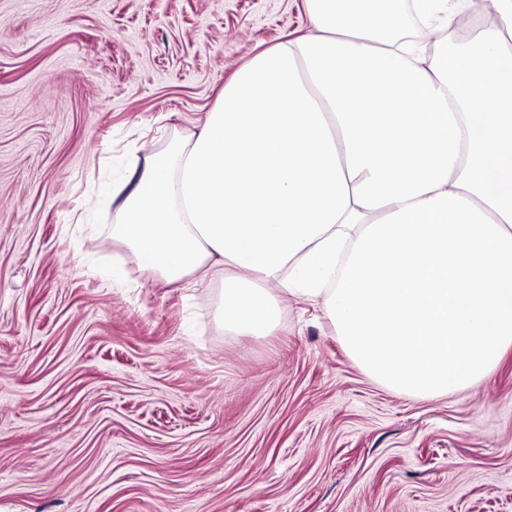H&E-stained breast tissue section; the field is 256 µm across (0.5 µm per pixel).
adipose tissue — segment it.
<instances>
[{
    "instance_id": "obj_1",
    "label": "adipose tissue",
    "mask_w": 512,
    "mask_h": 512,
    "mask_svg": "<svg viewBox=\"0 0 512 512\" xmlns=\"http://www.w3.org/2000/svg\"><path fill=\"white\" fill-rule=\"evenodd\" d=\"M309 33L255 55L201 129L153 157L112 235L168 280H220L266 336L320 301L354 359L434 397L512 348V0H307ZM456 32L431 45L406 39Z\"/></svg>"
}]
</instances>
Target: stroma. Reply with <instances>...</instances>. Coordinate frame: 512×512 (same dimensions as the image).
<instances>
[{"mask_svg":"<svg viewBox=\"0 0 512 512\" xmlns=\"http://www.w3.org/2000/svg\"><path fill=\"white\" fill-rule=\"evenodd\" d=\"M305 0H0V512H512V351L398 393L288 300L234 336L219 282L112 237L156 152Z\"/></svg>","mask_w":512,"mask_h":512,"instance_id":"stroma-1","label":"stroma"}]
</instances>
